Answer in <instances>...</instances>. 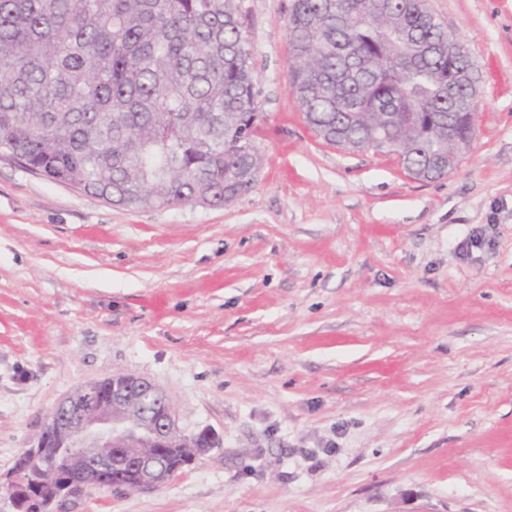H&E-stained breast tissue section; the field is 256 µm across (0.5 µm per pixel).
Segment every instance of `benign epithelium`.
Masks as SVG:
<instances>
[{
	"label": "benign epithelium",
	"instance_id": "benign-epithelium-1",
	"mask_svg": "<svg viewBox=\"0 0 512 512\" xmlns=\"http://www.w3.org/2000/svg\"><path fill=\"white\" fill-rule=\"evenodd\" d=\"M47 428L50 440L28 449L33 475L22 479L12 470L4 477L20 512L36 504L30 488L59 479L63 470L72 478L63 485L62 497L100 486L102 472L112 465L108 449L123 455L137 471L140 489H157L175 475L160 449L184 438L168 396L137 376L107 394L96 382L75 388L54 407Z\"/></svg>",
	"mask_w": 512,
	"mask_h": 512
}]
</instances>
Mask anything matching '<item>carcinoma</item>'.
I'll use <instances>...</instances> for the list:
<instances>
[{
    "label": "carcinoma",
    "instance_id": "obj_1",
    "mask_svg": "<svg viewBox=\"0 0 512 512\" xmlns=\"http://www.w3.org/2000/svg\"><path fill=\"white\" fill-rule=\"evenodd\" d=\"M288 53L328 145L430 180L474 138L479 77L426 0H291ZM251 59L242 0H0V151L129 208L227 204L261 165ZM103 483L139 486L116 455Z\"/></svg>",
    "mask_w": 512,
    "mask_h": 512
}]
</instances>
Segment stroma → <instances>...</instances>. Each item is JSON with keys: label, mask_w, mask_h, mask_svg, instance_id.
<instances>
[{"label": "stroma", "mask_w": 512, "mask_h": 512, "mask_svg": "<svg viewBox=\"0 0 512 512\" xmlns=\"http://www.w3.org/2000/svg\"><path fill=\"white\" fill-rule=\"evenodd\" d=\"M289 3L243 2L261 169L231 203L125 208L0 152V474L118 373L220 438L60 512H512V0H428L481 77L475 139L428 182L310 131Z\"/></svg>", "instance_id": "1"}]
</instances>
